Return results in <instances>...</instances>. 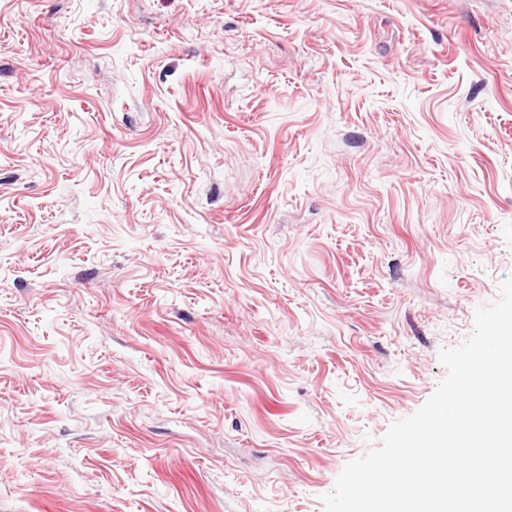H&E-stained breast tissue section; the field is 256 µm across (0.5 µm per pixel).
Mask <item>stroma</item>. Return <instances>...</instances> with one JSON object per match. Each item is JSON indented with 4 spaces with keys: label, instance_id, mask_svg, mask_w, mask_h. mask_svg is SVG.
Returning <instances> with one entry per match:
<instances>
[{
    "label": "stroma",
    "instance_id": "obj_1",
    "mask_svg": "<svg viewBox=\"0 0 512 512\" xmlns=\"http://www.w3.org/2000/svg\"><path fill=\"white\" fill-rule=\"evenodd\" d=\"M512 275V0H0V512H324Z\"/></svg>",
    "mask_w": 512,
    "mask_h": 512
}]
</instances>
